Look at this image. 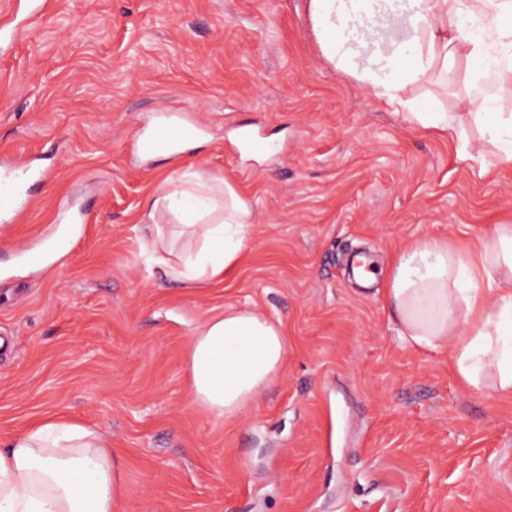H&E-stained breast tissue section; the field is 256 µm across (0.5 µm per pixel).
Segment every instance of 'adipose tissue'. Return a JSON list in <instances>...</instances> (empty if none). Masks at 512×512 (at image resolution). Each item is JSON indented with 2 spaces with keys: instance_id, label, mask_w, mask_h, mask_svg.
<instances>
[{
  "instance_id": "ef3b65f1",
  "label": "adipose tissue",
  "mask_w": 512,
  "mask_h": 512,
  "mask_svg": "<svg viewBox=\"0 0 512 512\" xmlns=\"http://www.w3.org/2000/svg\"><path fill=\"white\" fill-rule=\"evenodd\" d=\"M326 59L443 138L460 140L455 117L425 105L418 89L435 85L457 60L473 72L467 93L480 131L477 159L512 165V116L497 104L512 83V0H309ZM481 22L471 33L465 22ZM173 216L157 232L156 253L196 251L171 268L192 287L223 281L254 233L253 208L232 185L214 192L202 178L175 185L150 204ZM383 295L402 344L448 352L468 386L512 396V224H499L481 250L462 254L427 237L402 253ZM279 323L257 309L229 307L199 323L187 371L195 403L219 418L237 416L278 378L287 354ZM123 475L106 437L56 418L39 419L0 448V512H112Z\"/></svg>"
}]
</instances>
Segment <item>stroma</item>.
<instances>
[{
  "mask_svg": "<svg viewBox=\"0 0 512 512\" xmlns=\"http://www.w3.org/2000/svg\"><path fill=\"white\" fill-rule=\"evenodd\" d=\"M457 63L440 105L468 116ZM189 112L195 152L127 149L151 112ZM267 151L235 154L239 130ZM322 55L307 0H54L0 51V157L47 182L0 225V445L43 416L97 428L121 461L115 512H512V398L463 385L447 354L404 346L385 308L423 237L478 250L512 224V166L460 159ZM199 174L253 204L220 284L147 264L149 201ZM85 215L54 261L60 203ZM365 253L376 282L347 261ZM227 307L282 324L277 383L234 419L194 403L195 326Z\"/></svg>",
  "mask_w": 512,
  "mask_h": 512,
  "instance_id": "1",
  "label": "stroma"
}]
</instances>
